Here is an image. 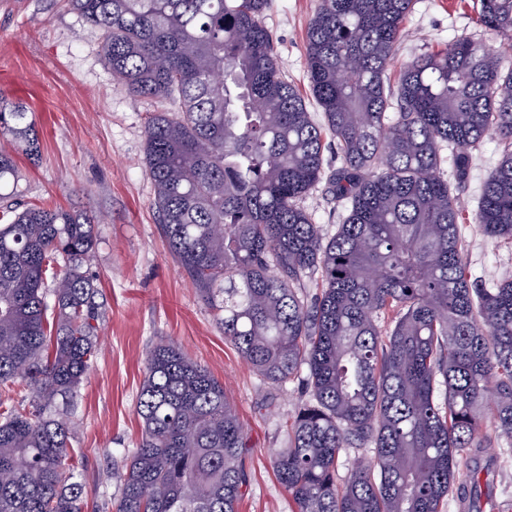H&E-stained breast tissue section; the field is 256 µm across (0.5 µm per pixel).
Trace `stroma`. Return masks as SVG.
<instances>
[{"label": "stroma", "instance_id": "1", "mask_svg": "<svg viewBox=\"0 0 512 512\" xmlns=\"http://www.w3.org/2000/svg\"><path fill=\"white\" fill-rule=\"evenodd\" d=\"M319 0H271L263 21L275 39L285 78L308 93L306 31ZM467 34L512 42L476 22L474 0H414L390 77L414 54ZM101 35L61 0H0V98L27 106L39 129L38 165L19 159L26 200L49 201L101 215L92 266L103 291L98 353L71 416L69 452L84 486L83 512H114L122 460L135 448L141 421L137 396L150 350L174 341L224 384L243 424L248 474L239 512H294L277 482L271 453L285 442V422L306 400L303 380L264 384L225 339L211 308L183 275L162 237L146 173L145 125L150 113L174 112L170 99H135L117 88L100 58ZM501 155L487 140L459 200L468 273L491 285L512 277V241L487 236L474 222L479 184ZM302 207L331 235L345 210L316 185Z\"/></svg>", "mask_w": 512, "mask_h": 512}]
</instances>
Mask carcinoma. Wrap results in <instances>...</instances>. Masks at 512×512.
Returning a JSON list of instances; mask_svg holds the SVG:
<instances>
[{
  "mask_svg": "<svg viewBox=\"0 0 512 512\" xmlns=\"http://www.w3.org/2000/svg\"><path fill=\"white\" fill-rule=\"evenodd\" d=\"M63 2L101 31L118 88L180 102L149 118L147 174L169 252L224 338L273 386L307 372L272 458L296 512H487L482 450L512 439V278L470 281L455 192L497 140L474 222L512 239V61L459 35L392 85L412 0H320L306 34L319 123L280 70L270 0ZM477 5L512 40V0ZM0 137V512H82L62 409L103 317L97 220L19 199L15 156L41 155L23 106L0 100ZM322 181L348 207L330 237L300 206ZM136 410L115 512H238L247 445L224 383L161 342ZM353 448L371 457L340 481Z\"/></svg>",
  "mask_w": 512,
  "mask_h": 512,
  "instance_id": "carcinoma-1",
  "label": "carcinoma"
}]
</instances>
